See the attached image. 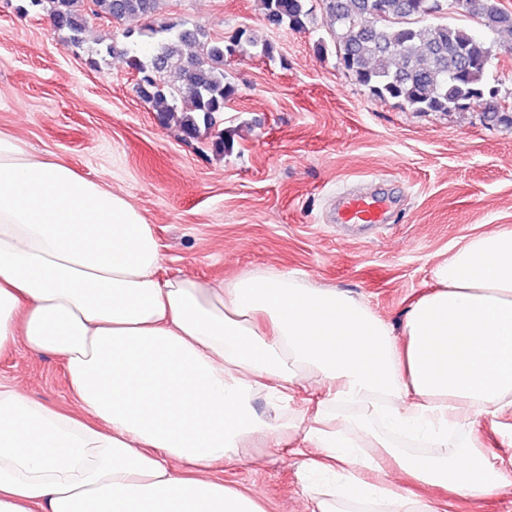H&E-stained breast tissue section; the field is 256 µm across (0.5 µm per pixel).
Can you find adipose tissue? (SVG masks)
<instances>
[{"instance_id": "adipose-tissue-1", "label": "adipose tissue", "mask_w": 512, "mask_h": 512, "mask_svg": "<svg viewBox=\"0 0 512 512\" xmlns=\"http://www.w3.org/2000/svg\"><path fill=\"white\" fill-rule=\"evenodd\" d=\"M163 262L125 196L0 134V354L61 356L79 407L0 379V512H265L215 473L287 431L303 478L323 481L307 512H448L512 485V457L477 430L512 442V228L439 264L398 332L344 290L278 272L163 280ZM259 395L304 406L267 418Z\"/></svg>"}]
</instances>
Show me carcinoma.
<instances>
[{
	"mask_svg": "<svg viewBox=\"0 0 512 512\" xmlns=\"http://www.w3.org/2000/svg\"><path fill=\"white\" fill-rule=\"evenodd\" d=\"M47 14L63 44L79 48L85 42L89 17L108 21L137 19L140 36L152 51L140 57L114 42L105 53L128 57L141 78L136 92L152 103L164 125L177 124L189 138L209 133L238 93L226 72L229 58L243 44L271 59L274 43L242 35L214 38L205 28L156 18L157 0H29ZM312 0H261L265 21L302 31L313 21ZM384 18L375 21L373 0H320L331 22L336 56L343 69L381 99H396L412 112L448 113L471 106L484 110L489 121L512 128V117L492 107L498 100L484 81L491 60L489 49L457 23L429 22L435 14L475 20L502 42L512 44V11L500 0H466L462 12L454 0H379Z\"/></svg>",
	"mask_w": 512,
	"mask_h": 512,
	"instance_id": "carcinoma-1",
	"label": "carcinoma"
}]
</instances>
